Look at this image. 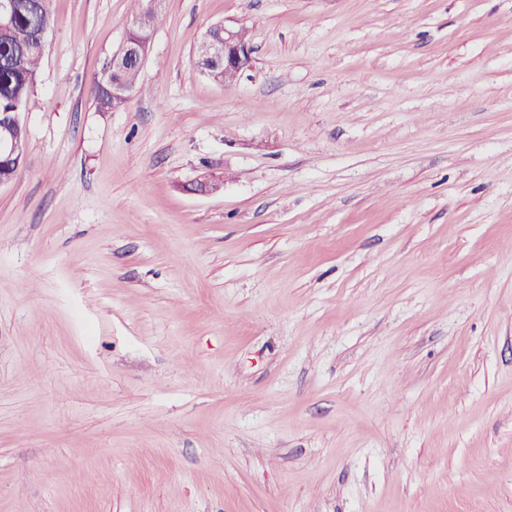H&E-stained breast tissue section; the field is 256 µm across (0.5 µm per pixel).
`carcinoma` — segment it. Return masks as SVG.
Returning a JSON list of instances; mask_svg holds the SVG:
<instances>
[{
	"mask_svg": "<svg viewBox=\"0 0 512 512\" xmlns=\"http://www.w3.org/2000/svg\"><path fill=\"white\" fill-rule=\"evenodd\" d=\"M136 2L135 14L139 26L134 36L153 33L156 15L141 9ZM53 16L49 0H40L38 10H32L27 0H14V13L9 27L0 30V123H9V131L16 144V153L0 161V179L9 182L17 173L18 160L24 158L27 127L24 116L36 103L41 64L47 43L40 37L44 28L51 29ZM124 86L136 93L140 91L139 67L125 64L107 66L94 79L90 94L99 112H112L123 108L129 98L112 95V86Z\"/></svg>",
	"mask_w": 512,
	"mask_h": 512,
	"instance_id": "obj_1",
	"label": "carcinoma"
}]
</instances>
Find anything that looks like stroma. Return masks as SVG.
I'll list each match as a JSON object with an SVG mask.
<instances>
[{
	"label": "stroma",
	"mask_w": 512,
	"mask_h": 512,
	"mask_svg": "<svg viewBox=\"0 0 512 512\" xmlns=\"http://www.w3.org/2000/svg\"><path fill=\"white\" fill-rule=\"evenodd\" d=\"M51 10L0 512H512V0H166L114 112L131 0ZM240 28L223 24L224 38H213L211 44V62L215 65L224 64V77L220 71L214 72L212 75H205L220 80L222 84L229 80H239L243 73L251 67L252 48L249 42L241 36ZM231 84L233 83L224 85ZM139 67L134 64H125L112 70V59L103 73L94 79L90 87V94L95 103L96 110L100 112H113L123 108L129 102L128 97H112V84L132 89V94L140 91ZM131 94V95H132Z\"/></svg>",
	"instance_id": "1"
}]
</instances>
